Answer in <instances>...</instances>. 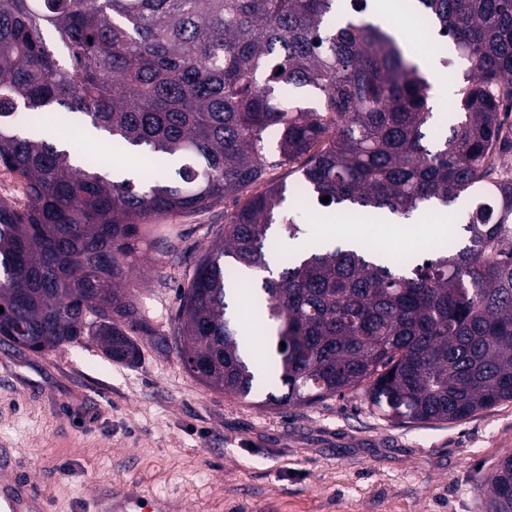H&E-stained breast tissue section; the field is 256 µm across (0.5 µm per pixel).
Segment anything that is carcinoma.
Listing matches in <instances>:
<instances>
[{"label":"carcinoma","mask_w":512,"mask_h":512,"mask_svg":"<svg viewBox=\"0 0 512 512\" xmlns=\"http://www.w3.org/2000/svg\"><path fill=\"white\" fill-rule=\"evenodd\" d=\"M366 0H0V166L27 204L0 199V341L35 353L95 343L113 362L153 336L130 274L155 220L236 209L180 290L172 339L207 387L300 407L363 390L392 422H459L512 401V0H407L470 73L456 123L438 125L431 84ZM96 134L150 173L56 143ZM302 161L297 189L340 215L407 220L475 200L423 262L364 242L281 255L271 233L306 230L279 209L267 155ZM328 196L324 203L321 198ZM286 349L243 355L248 328L226 290ZM512 512V453L484 483Z\"/></svg>","instance_id":"cac0c4a2"}]
</instances>
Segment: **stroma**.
Listing matches in <instances>:
<instances>
[{
  "label": "stroma",
  "instance_id": "obj_1",
  "mask_svg": "<svg viewBox=\"0 0 512 512\" xmlns=\"http://www.w3.org/2000/svg\"><path fill=\"white\" fill-rule=\"evenodd\" d=\"M437 105L464 84L453 48L417 45ZM470 199L432 205L425 234L402 220L354 222L391 257H423L436 225L461 231ZM232 201L210 212L161 218L178 258L147 248L133 272L136 301L169 333L177 293L215 240ZM129 366L93 344L45 353L0 342V451L13 466L0 482L33 489L48 512H482L483 485L512 451V401L455 423L394 424L373 414L363 392L311 406L273 408L265 392L242 400L206 387L175 350L138 337Z\"/></svg>",
  "mask_w": 512,
  "mask_h": 512
}]
</instances>
